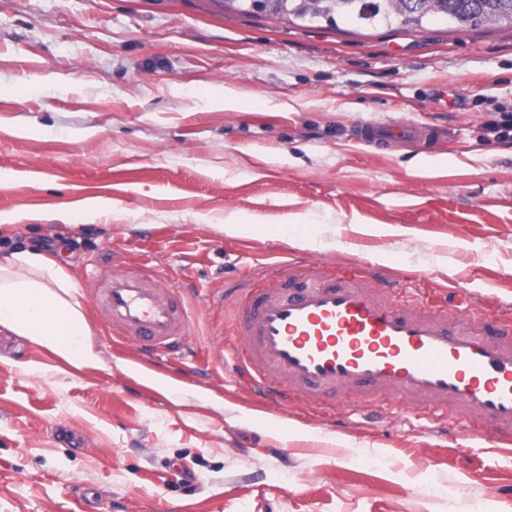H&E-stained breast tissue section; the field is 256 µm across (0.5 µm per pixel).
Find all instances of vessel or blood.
<instances>
[{
	"label": "vessel or blood",
	"mask_w": 512,
	"mask_h": 512,
	"mask_svg": "<svg viewBox=\"0 0 512 512\" xmlns=\"http://www.w3.org/2000/svg\"><path fill=\"white\" fill-rule=\"evenodd\" d=\"M90 298L114 335L140 352L165 356L186 344L192 320L177 291L156 274L103 275ZM228 310L240 384L284 408L327 399V411L370 396L378 410L401 402L433 417L512 431V317L477 319L395 295L377 268L367 273L326 262L244 282Z\"/></svg>",
	"instance_id": "b4317fda"
}]
</instances>
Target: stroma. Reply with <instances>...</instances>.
I'll return each instance as SVG.
<instances>
[{
	"instance_id": "1",
	"label": "stroma",
	"mask_w": 512,
	"mask_h": 512,
	"mask_svg": "<svg viewBox=\"0 0 512 512\" xmlns=\"http://www.w3.org/2000/svg\"><path fill=\"white\" fill-rule=\"evenodd\" d=\"M512 27H303L224 0H0V255L55 245L100 352L76 370L0 330V512H512L496 435L395 406L260 408L202 312L142 384L89 298L148 267L198 302L339 258L475 316L512 313ZM424 137L354 142L361 124ZM110 200L87 223L89 200ZM236 219L240 230L219 231ZM315 236V249L297 246Z\"/></svg>"
}]
</instances>
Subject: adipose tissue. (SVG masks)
Listing matches in <instances>:
<instances>
[{
    "label": "adipose tissue",
    "instance_id": "adipose-tissue-1",
    "mask_svg": "<svg viewBox=\"0 0 512 512\" xmlns=\"http://www.w3.org/2000/svg\"><path fill=\"white\" fill-rule=\"evenodd\" d=\"M71 273L53 258L27 250L0 261V327L28 338L73 365L101 363L72 293Z\"/></svg>",
    "mask_w": 512,
    "mask_h": 512
}]
</instances>
